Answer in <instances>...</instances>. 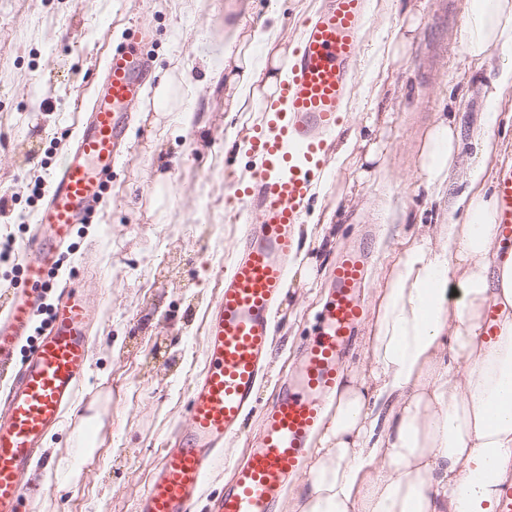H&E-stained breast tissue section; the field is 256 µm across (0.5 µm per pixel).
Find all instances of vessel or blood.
<instances>
[{
    "instance_id": "vessel-or-blood-1",
    "label": "vessel or blood",
    "mask_w": 512,
    "mask_h": 512,
    "mask_svg": "<svg viewBox=\"0 0 512 512\" xmlns=\"http://www.w3.org/2000/svg\"><path fill=\"white\" fill-rule=\"evenodd\" d=\"M371 0H321L288 56L284 105L266 112L250 137L251 184L239 200L249 220L233 244L205 336L207 365L194 379L188 423L137 503V512H194L224 447L255 409L272 355V325L282 303L297 229L322 183L331 146L351 98L368 34ZM150 26L132 29L105 60L71 149L55 170L46 200L24 243L22 282L0 314V369L11 368L44 305L46 277L77 225L88 223L115 164L130 150L134 109L154 81ZM500 237L512 240V165L495 187ZM371 256L366 245L343 249L328 269V298L271 405L259 435L235 463L210 512H281L286 486L304 464L309 441L344 372L345 357L366 316L362 298ZM100 295L63 288L44 332L0 403V512H23L30 470L47 434L73 405L89 371L88 342L99 322Z\"/></svg>"
}]
</instances>
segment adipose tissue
I'll return each mask as SVG.
<instances>
[{
	"label": "adipose tissue",
	"instance_id": "ef3b65f1",
	"mask_svg": "<svg viewBox=\"0 0 512 512\" xmlns=\"http://www.w3.org/2000/svg\"><path fill=\"white\" fill-rule=\"evenodd\" d=\"M466 13L471 61L490 63L493 48L512 44V0H467ZM245 39L272 55L236 51L234 107L275 111L288 77L277 31L259 24ZM511 90L506 64L471 133L468 185L450 200L464 223L402 243L384 273L363 360L336 385L289 512H496L512 479V250L497 243L484 162L503 148L499 103ZM460 145L459 126L438 118L417 163L427 191H445ZM492 305L498 333L489 338Z\"/></svg>",
	"mask_w": 512,
	"mask_h": 512
}]
</instances>
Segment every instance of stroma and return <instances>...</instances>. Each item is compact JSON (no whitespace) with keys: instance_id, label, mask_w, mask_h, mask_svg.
<instances>
[{"instance_id":"35a3bbf8","label":"stroma","mask_w":512,"mask_h":512,"mask_svg":"<svg viewBox=\"0 0 512 512\" xmlns=\"http://www.w3.org/2000/svg\"><path fill=\"white\" fill-rule=\"evenodd\" d=\"M316 0H0V234L28 239L49 182L72 143L105 52L132 24L155 32V76L176 87L161 106L145 95L130 131L132 149L92 223L77 225L63 253L62 278L101 293L100 322L90 340V367L72 409L46 442L41 479L66 465L82 432L96 442L78 484L43 483L34 512H137V501L161 446L187 424L193 380L205 367V316L218 280L231 266L232 244L246 214L234 182L252 157L256 112L231 109L224 54L232 34L278 22V45L290 48ZM419 11L405 57L386 63L379 52L406 9ZM465 0H372V19L337 141L355 137L347 157L329 153V174L300 230L305 252L295 267L274 326L271 369L259 395L266 406L288 358L310 331L327 288V270L357 238L362 224L380 227L372 242L376 285L401 242L419 225L448 221L449 195L459 188V156L448 196L430 195L417 176L424 137L438 115L469 136L485 108L492 72L470 64L461 33ZM195 76L181 83L182 72ZM193 111L190 126L181 110ZM374 117V128L365 120ZM382 142V170L359 180L367 146ZM317 269V280L307 278ZM259 430L250 415L228 443L225 465L207 478L220 491L232 463L243 460Z\"/></svg>"}]
</instances>
